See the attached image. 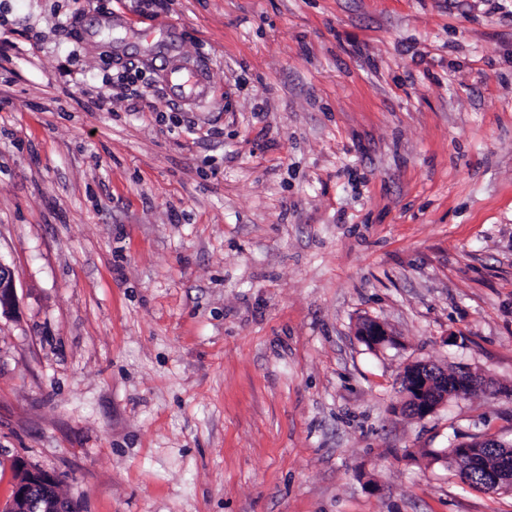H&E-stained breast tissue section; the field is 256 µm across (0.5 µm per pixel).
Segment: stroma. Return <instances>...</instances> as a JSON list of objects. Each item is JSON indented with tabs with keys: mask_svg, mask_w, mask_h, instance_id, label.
Segmentation results:
<instances>
[{
	"mask_svg": "<svg viewBox=\"0 0 512 512\" xmlns=\"http://www.w3.org/2000/svg\"><path fill=\"white\" fill-rule=\"evenodd\" d=\"M0 260V504L512 512V0H0ZM172 101L197 104L208 97V88L194 67L174 66L163 69ZM15 270L0 260V314L10 313L17 304ZM402 383L409 411L417 417L431 414L447 396L443 394L442 400L437 395L432 396L434 382L422 370L405 373ZM23 476L18 480L2 512H33L34 493H39L41 512H72L70 501L60 496L58 479L35 467H22Z\"/></svg>",
	"mask_w": 512,
	"mask_h": 512,
	"instance_id": "obj_1",
	"label": "stroma"
}]
</instances>
